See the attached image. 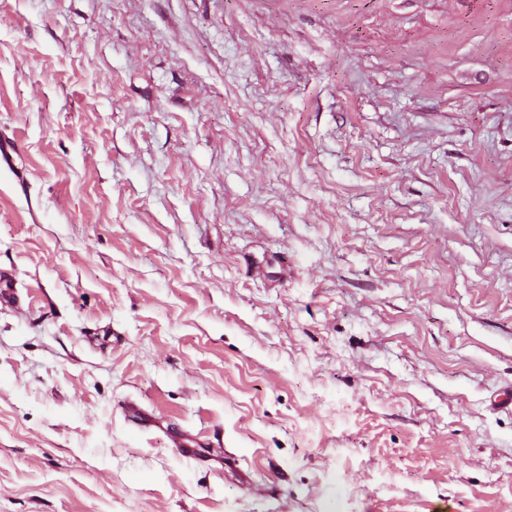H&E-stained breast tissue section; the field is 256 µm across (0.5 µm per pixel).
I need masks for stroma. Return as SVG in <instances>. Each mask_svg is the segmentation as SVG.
<instances>
[{
  "mask_svg": "<svg viewBox=\"0 0 512 512\" xmlns=\"http://www.w3.org/2000/svg\"><path fill=\"white\" fill-rule=\"evenodd\" d=\"M0 512H512V0H0Z\"/></svg>",
  "mask_w": 512,
  "mask_h": 512,
  "instance_id": "obj_1",
  "label": "stroma"
}]
</instances>
